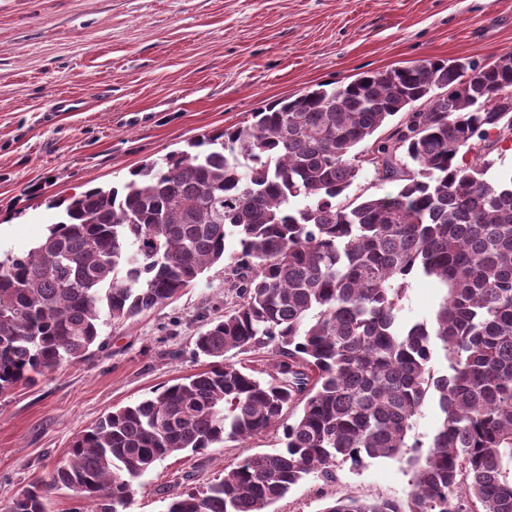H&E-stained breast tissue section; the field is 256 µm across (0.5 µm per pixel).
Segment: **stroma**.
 Returning a JSON list of instances; mask_svg holds the SVG:
<instances>
[{
    "label": "stroma",
    "instance_id": "35a3bbf8",
    "mask_svg": "<svg viewBox=\"0 0 512 512\" xmlns=\"http://www.w3.org/2000/svg\"><path fill=\"white\" fill-rule=\"evenodd\" d=\"M509 51L512 0H0V256L36 246L58 214L54 200L122 182L269 102L378 69L490 63ZM442 295L414 277L406 316L429 317ZM223 313L217 265L131 322L105 324L87 359L0 398V505L48 479L102 415L206 369L194 340ZM281 438L275 426L171 454L137 480L126 512H167L166 486L203 490ZM410 489L398 461L344 463L334 481L309 475L269 512Z\"/></svg>",
    "mask_w": 512,
    "mask_h": 512
}]
</instances>
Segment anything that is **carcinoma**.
Here are the masks:
<instances>
[{
	"instance_id": "1",
	"label": "carcinoma",
	"mask_w": 512,
	"mask_h": 512,
	"mask_svg": "<svg viewBox=\"0 0 512 512\" xmlns=\"http://www.w3.org/2000/svg\"><path fill=\"white\" fill-rule=\"evenodd\" d=\"M506 101L511 51L371 71L57 203L38 245L0 261V397L82 361L105 323L218 264L231 309L195 339L208 368L102 417L0 512H49L59 487L80 512H124L165 457L276 425L284 447L171 498L167 512H268L304 477L331 481L337 464L376 458L405 462L411 491L322 512H468L469 501L512 512V172L489 175L487 159L512 143ZM366 167L396 193L348 200ZM419 275L445 294L411 322L404 299ZM267 348L264 378L224 361ZM428 405L439 423L420 454L409 434Z\"/></svg>"
}]
</instances>
